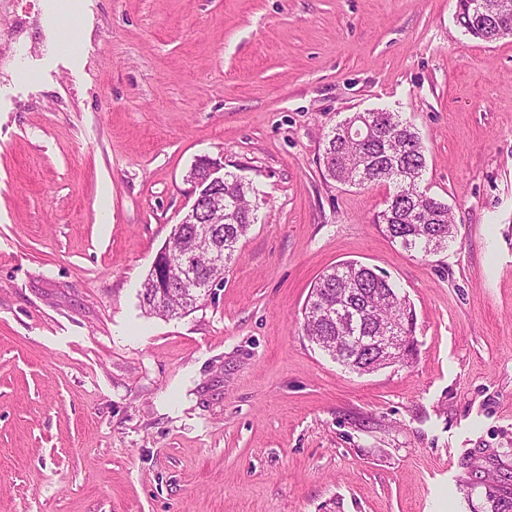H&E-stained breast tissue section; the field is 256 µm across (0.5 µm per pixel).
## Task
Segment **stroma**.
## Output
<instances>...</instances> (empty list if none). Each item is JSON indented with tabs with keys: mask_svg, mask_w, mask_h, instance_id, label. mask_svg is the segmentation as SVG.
<instances>
[{
	"mask_svg": "<svg viewBox=\"0 0 512 512\" xmlns=\"http://www.w3.org/2000/svg\"><path fill=\"white\" fill-rule=\"evenodd\" d=\"M457 0H0V512H491L512 475V35ZM399 113L454 243L379 228L387 185L323 139ZM210 158L266 205L224 283L145 313ZM356 260L416 313L409 363L358 374L302 330ZM474 0H460V11L457 14V21L459 25L464 28V31L471 37L485 41L493 42L500 39V31L497 21L493 18H484L477 16L474 9ZM489 1L481 0L477 2L475 8L478 11L490 12Z\"/></svg>",
	"mask_w": 512,
	"mask_h": 512,
	"instance_id": "1",
	"label": "stroma"
}]
</instances>
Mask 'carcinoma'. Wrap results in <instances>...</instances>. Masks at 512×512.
<instances>
[{"label":"carcinoma","mask_w":512,"mask_h":512,"mask_svg":"<svg viewBox=\"0 0 512 512\" xmlns=\"http://www.w3.org/2000/svg\"><path fill=\"white\" fill-rule=\"evenodd\" d=\"M457 21L475 39L485 42L499 39L497 21L478 16L473 0H460ZM377 116L381 133L370 139L347 140L345 130L351 122L349 118L332 128L324 144V157L332 161L327 172L334 180L350 186L393 185V193L378 215L382 231L408 252L423 257L435 255L454 242L455 225L448 204L420 189L426 169L424 143L419 133L395 113L379 112ZM253 194L252 184L234 172H224V191L220 192L224 199V236L214 243L224 248L225 266L234 259L240 239L257 222ZM178 227L185 234L172 243V248L184 245L194 248L197 255L194 272L201 288L191 294L162 285V266L157 262L142 284L143 307L149 314L178 317L196 306L213 286L214 270L209 266L208 247L189 239L192 225L183 220ZM346 298L355 305L367 298L371 301V319L361 322V335L375 333L379 325L403 336L414 335L416 316L409 301L386 276L358 262L347 261L325 271L315 281L303 309V330L323 350L335 347L336 337L344 333L323 316V310Z\"/></svg>","instance_id":"obj_1"}]
</instances>
